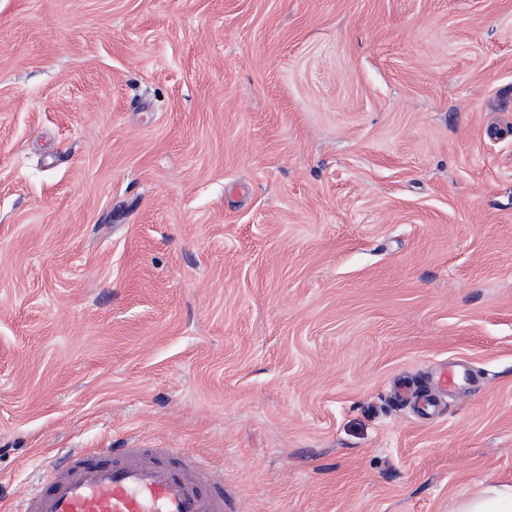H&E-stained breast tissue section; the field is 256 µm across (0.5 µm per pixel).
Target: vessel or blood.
<instances>
[{
  "label": "vessel or blood",
  "instance_id": "b4317fda",
  "mask_svg": "<svg viewBox=\"0 0 512 512\" xmlns=\"http://www.w3.org/2000/svg\"><path fill=\"white\" fill-rule=\"evenodd\" d=\"M18 512H226L224 480L180 448L72 450Z\"/></svg>",
  "mask_w": 512,
  "mask_h": 512
}]
</instances>
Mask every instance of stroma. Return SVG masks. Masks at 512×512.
I'll use <instances>...</instances> for the list:
<instances>
[{"instance_id":"obj_1","label":"stroma","mask_w":512,"mask_h":512,"mask_svg":"<svg viewBox=\"0 0 512 512\" xmlns=\"http://www.w3.org/2000/svg\"><path fill=\"white\" fill-rule=\"evenodd\" d=\"M131 447L242 512L512 484V0H0V512Z\"/></svg>"}]
</instances>
